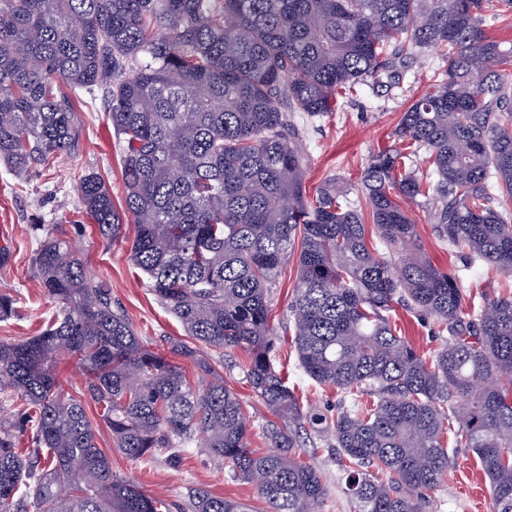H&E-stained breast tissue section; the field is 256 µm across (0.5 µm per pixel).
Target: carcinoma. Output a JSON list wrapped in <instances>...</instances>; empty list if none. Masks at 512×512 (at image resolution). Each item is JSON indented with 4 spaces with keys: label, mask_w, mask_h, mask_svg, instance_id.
Wrapping results in <instances>:
<instances>
[{
    "label": "carcinoma",
    "mask_w": 512,
    "mask_h": 512,
    "mask_svg": "<svg viewBox=\"0 0 512 512\" xmlns=\"http://www.w3.org/2000/svg\"><path fill=\"white\" fill-rule=\"evenodd\" d=\"M493 0H0V160L18 176L80 145L74 98L104 89L123 144V210L88 173L79 196L98 235L123 240L157 300L194 341L144 343L112 289L70 239L40 228L34 263L54 320L0 343V512H168L112 473L80 399H65L55 359L77 360L115 447L129 459L191 448L255 487L265 512H320L322 473L300 461L301 435L327 434L348 461L357 512H426L448 474L447 426L489 478L491 512H512V288L468 300L460 277L423 254L405 209L421 203L466 265L512 275V46L486 29ZM433 48L442 77L393 135L424 170L383 150L358 182L312 195L296 114L319 118L363 85L388 86ZM372 224L364 223V215ZM398 249L370 247L369 230ZM294 257L290 305L300 367L343 401L302 406L272 358L270 292ZM401 302L448 338L425 356L392 326ZM245 378L271 418L249 447L250 415L221 370ZM32 448H18L22 437ZM190 512H255L203 487Z\"/></svg>",
    "instance_id": "1"
}]
</instances>
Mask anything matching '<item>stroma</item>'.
<instances>
[{"instance_id":"1","label":"stroma","mask_w":512,"mask_h":512,"mask_svg":"<svg viewBox=\"0 0 512 512\" xmlns=\"http://www.w3.org/2000/svg\"><path fill=\"white\" fill-rule=\"evenodd\" d=\"M438 69L436 54L424 52L414 59L410 76L402 85L391 89L360 87L337 112L318 121L304 122L300 147L308 191H315L332 178L353 187L374 154L395 146L393 131L402 113L413 98L431 87ZM108 110L109 101L103 90L81 97L77 105L83 124L80 147L75 154L58 160L52 169L36 165L19 178L0 162V293L11 295L15 301L14 315L0 321V343L37 335L55 309L33 264L38 246L34 227L38 224L62 228L89 269L111 288L113 300L122 306L144 341L164 352L170 342L187 338L181 323L157 301L141 271L129 260L126 241L135 235L134 224H125V242L109 244L98 236L93 219L81 211L79 180L91 172L104 179L115 207L124 204L122 147L107 118ZM406 208L417 225L424 254L436 266L458 273L472 300L497 295L512 285L511 278L493 267L463 268L447 243L436 237L427 213L412 202ZM296 278V263L288 261L271 295L272 319L277 328L274 361L305 407L316 413L332 414L339 404V393L318 387L307 378L299 366L291 333L285 328ZM391 317L419 353L430 354L442 345L444 337L433 319L399 305ZM245 361L242 350H225L224 378L242 400L252 405L249 442L252 449L263 453L269 443L260 425L268 413L259 406L246 381ZM98 442L109 456L116 476L134 481L146 494L169 504L172 512H179L187 500L188 488L195 486L254 507L259 504L251 483L234 478L223 462L203 452L184 454L176 464L161 454L134 462L114 447L111 433L103 425L98 428ZM300 455L326 481L322 512H354L345 492L342 466L328 442L317 436L309 437ZM448 455L452 460L448 475L432 492L426 512H490L491 497L478 458L467 448L449 449Z\"/></svg>"}]
</instances>
